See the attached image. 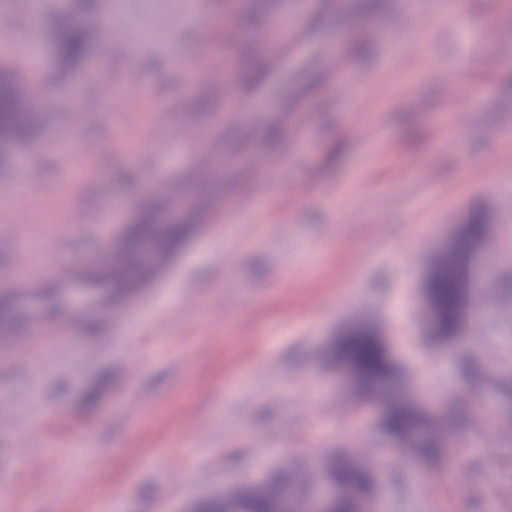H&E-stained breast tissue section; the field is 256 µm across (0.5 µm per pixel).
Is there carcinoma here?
Listing matches in <instances>:
<instances>
[{
    "label": "carcinoma",
    "mask_w": 512,
    "mask_h": 512,
    "mask_svg": "<svg viewBox=\"0 0 512 512\" xmlns=\"http://www.w3.org/2000/svg\"><path fill=\"white\" fill-rule=\"evenodd\" d=\"M96 8V0H72L69 12L58 17L60 38L56 51L59 62L68 66L78 60L88 43L103 32L87 27L82 18ZM38 100L30 83L11 70L0 68V140L16 144L34 137L40 125ZM200 202L181 224H137L112 245L106 258L88 273L95 283L108 282L112 302L151 284L180 247L204 209ZM484 218L473 214L461 222L464 229L457 244L439 255L427 282V298L439 329L448 336L462 331L483 309L475 302L471 269L472 246L483 234ZM332 356L355 371L358 394L365 400L378 399L384 406L383 427L391 438L412 444L414 454L431 456L441 447L438 429L444 418L422 406L402 385L392 369L385 343L371 327L358 325L345 332ZM328 478L341 486L343 494L332 512H358L360 500L375 481L374 473L362 462L347 458L330 462L319 479ZM314 479L298 466L280 464L273 476L255 489L235 485L199 506V512H303Z\"/></svg>",
    "instance_id": "cac0c4a2"
}]
</instances>
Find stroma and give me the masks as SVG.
Returning a JSON list of instances; mask_svg holds the SVG:
<instances>
[{
    "label": "stroma",
    "instance_id": "1",
    "mask_svg": "<svg viewBox=\"0 0 512 512\" xmlns=\"http://www.w3.org/2000/svg\"><path fill=\"white\" fill-rule=\"evenodd\" d=\"M340 2L308 16L279 111L249 120L225 111L223 88L171 58L219 59L235 78L266 69L262 46L224 44L225 16L259 14L252 0H211L206 41L191 0H127L130 32L149 37L141 56L127 63L121 46L97 39L68 68L55 54L67 0H0L9 47L0 65L31 81L43 112L35 136L0 160V181L20 161L41 173L21 218L0 196L10 216L0 222V297L13 290L14 254L40 266L83 263L145 208L158 223L180 219L190 186L209 173L175 152L166 127L196 133L212 160L231 162L212 196L227 208L251 179L239 157L282 161L279 178L260 183L263 214L197 225L111 325L89 313L74 329L50 306L111 301L102 284L52 283L23 302L15 335L48 321L59 337L35 355L21 345L0 352V512H196L243 476L346 452L383 461L379 512H512V397L500 387L512 383V0H467L465 33L449 21L448 0H379L371 11ZM419 11L431 20L422 33L410 23ZM373 21L396 43H416L401 69L388 64L396 43L364 39ZM489 23L504 36L487 47ZM338 41L365 77L351 98L327 93L319 62ZM465 55L469 76L456 92L433 68ZM130 75L138 90L128 97ZM157 110L165 126L151 122ZM106 140L111 153H98ZM149 168L167 174L164 204L131 178ZM298 183L310 189L300 201ZM77 209L85 223L67 225ZM472 210L485 212V250L500 263L478 291L493 313L466 325L462 347L431 338L420 303L441 242ZM363 323L378 329L426 409L467 414L464 426L444 428L434 459L393 448L376 404L330 361L339 337Z\"/></svg>",
    "mask_w": 512,
    "mask_h": 512
}]
</instances>
